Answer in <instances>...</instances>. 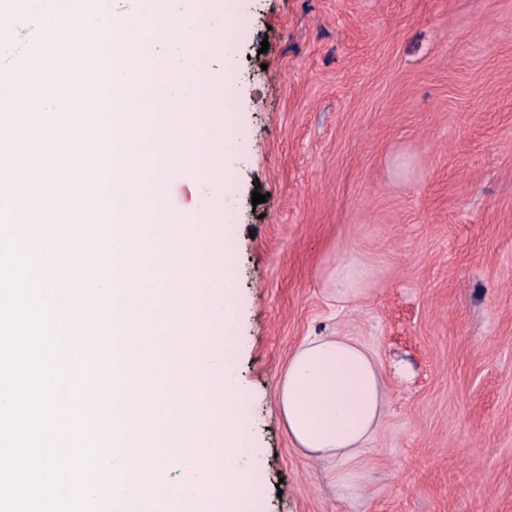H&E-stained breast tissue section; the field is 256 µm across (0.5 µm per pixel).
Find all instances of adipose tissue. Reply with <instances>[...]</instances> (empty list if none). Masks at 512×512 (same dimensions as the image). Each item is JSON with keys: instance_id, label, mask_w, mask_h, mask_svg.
<instances>
[{"instance_id": "ef3b65f1", "label": "adipose tissue", "mask_w": 512, "mask_h": 512, "mask_svg": "<svg viewBox=\"0 0 512 512\" xmlns=\"http://www.w3.org/2000/svg\"><path fill=\"white\" fill-rule=\"evenodd\" d=\"M276 407L289 439L306 456L350 462L384 416L380 367L350 337L304 340L288 359Z\"/></svg>"}]
</instances>
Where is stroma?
Listing matches in <instances>:
<instances>
[{
  "instance_id": "1",
  "label": "stroma",
  "mask_w": 512,
  "mask_h": 512,
  "mask_svg": "<svg viewBox=\"0 0 512 512\" xmlns=\"http://www.w3.org/2000/svg\"><path fill=\"white\" fill-rule=\"evenodd\" d=\"M235 24V334L263 512H512V0H239ZM321 336L365 346L386 393L347 494L275 411Z\"/></svg>"
}]
</instances>
